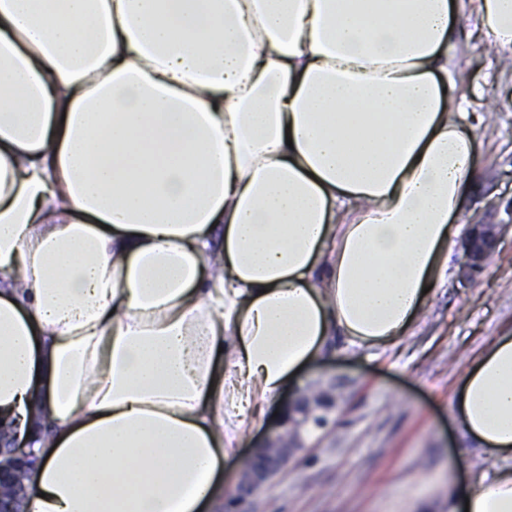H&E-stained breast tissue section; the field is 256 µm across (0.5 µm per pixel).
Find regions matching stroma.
<instances>
[{
    "mask_svg": "<svg viewBox=\"0 0 512 512\" xmlns=\"http://www.w3.org/2000/svg\"><path fill=\"white\" fill-rule=\"evenodd\" d=\"M458 7L452 53L464 71V107L481 120L483 147L448 244V272L397 344L357 349L339 338L306 371L303 385L336 397L329 423L252 498L253 512H405L411 494L447 496L442 469L458 483L492 470L456 424L455 394L464 366L494 336L512 331V64L498 63L470 0ZM475 223L505 230L490 260L494 273L465 282L461 242ZM277 418L269 409L241 438L226 441L224 493L209 512H224L242 457Z\"/></svg>",
    "mask_w": 512,
    "mask_h": 512,
    "instance_id": "stroma-1",
    "label": "stroma"
}]
</instances>
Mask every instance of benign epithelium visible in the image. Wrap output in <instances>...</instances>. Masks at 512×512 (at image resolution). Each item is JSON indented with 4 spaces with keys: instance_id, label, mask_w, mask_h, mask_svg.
Here are the masks:
<instances>
[{
    "instance_id": "1",
    "label": "benign epithelium",
    "mask_w": 512,
    "mask_h": 512,
    "mask_svg": "<svg viewBox=\"0 0 512 512\" xmlns=\"http://www.w3.org/2000/svg\"><path fill=\"white\" fill-rule=\"evenodd\" d=\"M499 226L496 224H475L469 229L462 243L460 270L462 277L469 279L483 268L486 257L495 249L499 239ZM333 402L326 400L316 405L304 398H295L292 410L298 415L293 423L305 425L312 421L318 427L328 422V414ZM294 449L288 447V439H282L278 447L264 442L249 454L252 460L249 469H241L234 496L230 499L228 512H248L247 499L264 489L275 475L288 464ZM37 462L33 449L21 444L10 448H0V512H21V504L26 495L25 478Z\"/></svg>"
}]
</instances>
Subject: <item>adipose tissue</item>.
Segmentation results:
<instances>
[{
	"mask_svg": "<svg viewBox=\"0 0 512 512\" xmlns=\"http://www.w3.org/2000/svg\"><path fill=\"white\" fill-rule=\"evenodd\" d=\"M512 55V0H472ZM451 0H0V428L25 512H207L336 337L404 336L482 142ZM456 419L512 512V333Z\"/></svg>",
	"mask_w": 512,
	"mask_h": 512,
	"instance_id": "obj_1",
	"label": "adipose tissue"
}]
</instances>
